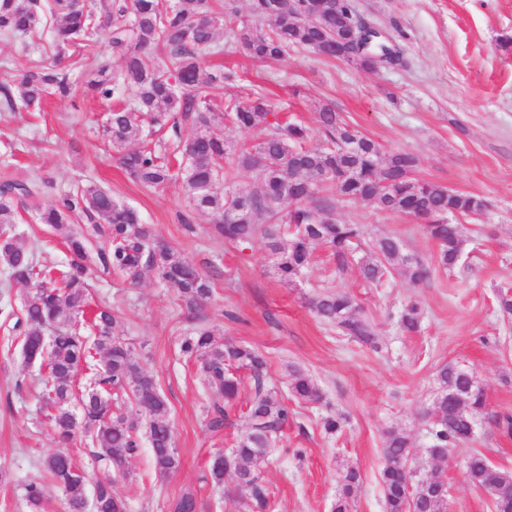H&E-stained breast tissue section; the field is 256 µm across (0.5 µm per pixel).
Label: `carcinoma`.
Returning a JSON list of instances; mask_svg holds the SVG:
<instances>
[{"label": "carcinoma", "instance_id": "1", "mask_svg": "<svg viewBox=\"0 0 512 512\" xmlns=\"http://www.w3.org/2000/svg\"><path fill=\"white\" fill-rule=\"evenodd\" d=\"M300 2L250 0V10L260 24L234 30L244 54L253 61L279 59L292 45L334 60L339 48L354 64L371 72L378 68V55L390 62L399 54L389 51L390 45L383 41L370 42L360 35L355 0H324V18L291 26L288 7ZM227 21L229 12L222 0H130L128 4L121 0H97L95 4L87 0H0V33L37 42L47 31L51 57L1 85L0 106L10 112H36L49 96L74 97L84 90L108 102L131 93L134 104L113 108L103 125V135L119 152L127 175L148 188L180 181L190 210L210 219L216 238L238 246L265 240L275 275L289 286L300 285L316 245L330 251L340 271L355 262L365 282L375 287L393 276L413 284L430 279L431 269L404 253L401 240L394 235L377 238L371 251L355 256L366 229L336 217L339 200L367 201L378 210L403 215L421 212L427 233L437 245L435 268L459 267L465 227L452 219L479 216L488 202L414 177L418 159L410 152H387L367 136L360 150H351L348 141L356 128L330 105L319 106L317 125L311 128L270 111L260 94L246 104L217 103L211 89L233 80L234 74L209 70L205 57L215 53ZM108 25L120 70L112 74L108 65L98 64L93 77L82 83L79 72L84 63L76 50L97 44ZM184 122L193 127L186 137L181 133ZM228 124L239 130L260 126L265 135L259 143L230 154L225 142ZM168 125L172 135L164 145L126 148L141 131ZM315 138L319 143L309 145ZM240 171L255 174L257 185L237 188ZM47 186L49 182L41 178L0 184V266L10 278L29 286L20 313H7L5 321L13 322L12 330L21 337L25 362L48 367L40 379L41 393L46 418L60 441L67 443L84 434L96 447L95 461L107 473L134 454L143 431L158 475L173 474L180 467L167 420L168 405L153 376L133 358L129 343L114 334V310H89L84 259L86 243L95 240L102 243V264L129 283L136 284L149 274L176 290L187 319L195 324L181 350L199 363L208 387L224 398V406L213 409L208 422L211 430L224 428L228 411L244 391L236 372L247 369L252 373L255 392L248 407V430L227 459L217 454L211 458L209 470L216 484L224 482L225 468L235 472L239 488L245 490L239 501L241 512L266 508L267 496L255 468L288 424V404L263 391L260 375L265 360L257 351L217 340L206 325L210 275L163 244L136 209L92 184L76 186L47 207H33L34 220L62 235L73 255L65 270L38 265L10 230L15 224L17 196L32 197ZM239 204L242 210L237 218L225 221V210ZM308 305L344 335L375 344L372 325L350 294L328 291L310 298ZM422 319L423 309L417 301L410 300L397 310V322L408 333L418 331ZM92 327L101 334L94 342L87 335ZM94 352L101 356L102 365L83 390L75 393L73 377ZM436 379L438 391L426 418L429 453L442 460L448 449L473 434L474 416L485 406V392L475 384L472 372L454 364L443 365ZM290 391L298 401L323 400L316 380L300 369L290 374ZM109 393L132 399L145 413V421L121 412L120 406L105 398ZM383 455L385 512H448L447 494L429 492L424 481L413 480L411 472L391 466L396 459H409V435L396 429L386 431ZM491 470L500 490L492 496L494 512H512V470L493 467L479 452L470 455L467 474L471 483L486 487ZM42 471L62 488L69 512H85L89 477L69 454L49 455ZM357 482L356 470L347 469L333 512H350ZM94 492L96 512H125L110 477L96 481ZM25 498L33 512H38L43 499L41 483L28 484ZM168 509L197 512L201 506L193 493L184 492L169 502Z\"/></svg>", "mask_w": 512, "mask_h": 512}]
</instances>
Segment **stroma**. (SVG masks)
Returning a JSON list of instances; mask_svg holds the SVG:
<instances>
[{"instance_id": "obj_1", "label": "stroma", "mask_w": 512, "mask_h": 512, "mask_svg": "<svg viewBox=\"0 0 512 512\" xmlns=\"http://www.w3.org/2000/svg\"><path fill=\"white\" fill-rule=\"evenodd\" d=\"M357 8L395 39L403 66L370 72L301 47L258 63L241 55L226 32L219 42L235 78L213 96L244 102L262 92L272 111L311 127L318 106L332 103L386 150L415 154L417 178L485 197V213L464 221L470 234L461 268L435 272L417 285L398 279L373 288L356 269L337 271L318 247L301 285L288 287L272 274L262 241L243 249L225 244L213 237L205 217L191 213L180 186L155 189L133 181L102 138L107 103L81 94L52 100L39 114L0 111V176L50 181L36 199L18 201L15 233L40 263L64 268L72 256L60 235L31 221L33 205L51 203L80 183L110 190L163 242L212 274L207 323L218 338L264 356L265 390L288 398L293 366L317 380L324 402L292 403L288 427L257 466L268 494L266 512H332L346 467L360 475L351 512H384L383 434L390 428L410 436L408 466L416 478L447 481L448 512H493L489 495L469 481L467 462L479 452L494 466L512 469V433L503 427L512 418V320L496 306L498 291L512 287V46L500 44L512 37V0H357ZM43 59L26 39L0 36V82ZM335 213L365 225L370 236L399 237L408 254L432 264L436 246L422 221L365 202L338 203ZM85 264L93 303L114 309L118 333L167 401L181 458L175 474L159 476L149 444H142L121 470L112 471L114 493L126 512H167L168 501L186 490L204 512H237L234 474L215 484L208 464L246 431L250 391H243L244 401L229 412L224 429L210 431L206 414L219 397L207 388L198 364L180 352L192 324L174 288L149 276L129 285L102 265L94 243ZM328 289L353 295L377 334V347L341 335L315 316L307 301ZM410 299L424 310L415 334L403 333L395 317ZM446 363L475 374L486 406L476 416L475 434L436 462L428 453L425 413L438 389L436 372ZM38 373V364L25 363L18 337L0 321V512H30L25 487L39 479L49 454L67 451L91 479L103 476L92 464L90 440L58 442L39 410ZM336 414L346 419L343 430L326 434L322 420Z\"/></svg>"}]
</instances>
